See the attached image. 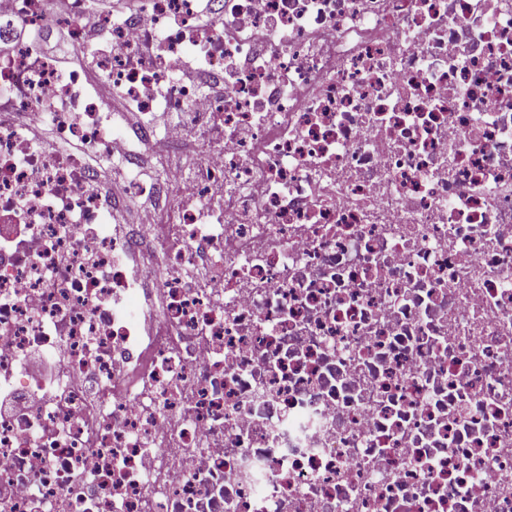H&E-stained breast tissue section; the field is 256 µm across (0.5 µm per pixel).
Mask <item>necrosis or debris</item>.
I'll return each mask as SVG.
<instances>
[{
    "mask_svg": "<svg viewBox=\"0 0 512 512\" xmlns=\"http://www.w3.org/2000/svg\"><path fill=\"white\" fill-rule=\"evenodd\" d=\"M142 3L0 0V512H512V0Z\"/></svg>",
    "mask_w": 512,
    "mask_h": 512,
    "instance_id": "obj_1",
    "label": "necrosis or debris"
}]
</instances>
